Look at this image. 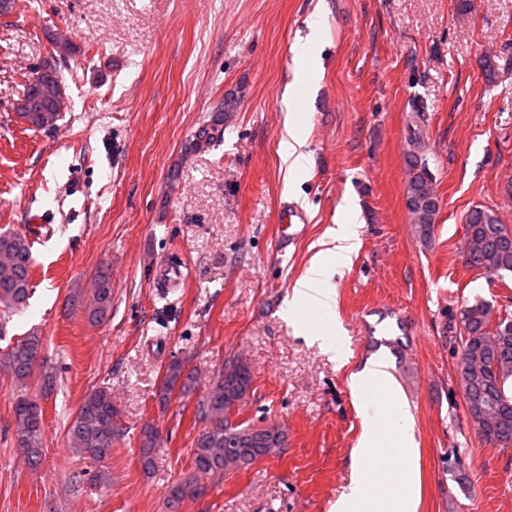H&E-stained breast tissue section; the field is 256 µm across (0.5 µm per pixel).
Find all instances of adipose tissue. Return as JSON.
Segmentation results:
<instances>
[{
  "label": "adipose tissue",
  "mask_w": 512,
  "mask_h": 512,
  "mask_svg": "<svg viewBox=\"0 0 512 512\" xmlns=\"http://www.w3.org/2000/svg\"><path fill=\"white\" fill-rule=\"evenodd\" d=\"M285 112L284 134L279 143V154L288 173L307 170L310 155L301 132L302 100L294 89H287L282 99ZM329 237L332 246L320 251L310 261L299 278L292 294L284 303L282 315L296 320L302 306H311L323 314L317 325H304L302 334L331 351L337 361H344L342 348L334 341L341 333L336 318V295L327 283L335 268L348 266L359 247L357 224L352 216H345ZM350 386L358 398H366L371 391H388L386 407L395 420L401 421L399 430L380 435L371 425L365 426L352 452L353 482L347 494L337 501L333 512H415L414 489L419 468L418 444L407 427V405L398 393L396 383L384 363L374 362L350 376ZM392 448L396 465L380 469L377 460L379 447Z\"/></svg>",
  "instance_id": "1"
}]
</instances>
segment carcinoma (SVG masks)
I'll list each match as a JSON object with an SVG mask.
<instances>
[{"mask_svg": "<svg viewBox=\"0 0 512 512\" xmlns=\"http://www.w3.org/2000/svg\"><path fill=\"white\" fill-rule=\"evenodd\" d=\"M62 79L57 68L42 72L29 82L24 98L35 91L42 97L36 103L37 112H16L27 129L41 131L40 110L55 102ZM223 119L217 114L212 125L202 127L190 142V148L200 149L212 143L220 132ZM406 206L420 240L431 241L439 213L433 179L416 155L409 159V178ZM466 264L493 275L512 273V226L499 219L489 208L475 207L466 215ZM34 266L29 239L18 233H0V335L7 330V319L22 310L31 295V270ZM73 301L83 308L88 323L102 324L112 314V271L101 266L94 275V288L84 292L77 288ZM490 304L476 300L460 312L464 334L460 336V357L457 379L462 390L469 425L484 443L499 448L512 447V394L506 385L512 381V319H498L491 324ZM226 367L214 377L208 394L198 406L199 418L205 428L194 442L193 473L171 484L166 495L169 512H176L180 502L204 496L205 480L221 476L229 470L246 468L262 455L279 448L263 428L250 424H230L224 418V403L235 399L244 402L254 383L247 364ZM0 369L7 372L17 389L13 402L14 447L32 465L40 464L43 448V426L39 419L42 409L35 404L30 388L38 386L43 392L53 389L56 373L44 353L41 336L30 333L12 345L0 349ZM195 382L194 373L186 370L179 360L165 368L156 391L160 404L169 402L172 395L188 391ZM119 411L112 404V391L99 387L88 392L68 426L73 447L86 459L103 463L112 454V440L119 431ZM158 433L154 426L144 425L139 433L140 461L143 470L155 466Z\"/></svg>", "mask_w": 512, "mask_h": 512, "instance_id": "obj_1", "label": "carcinoma"}]
</instances>
